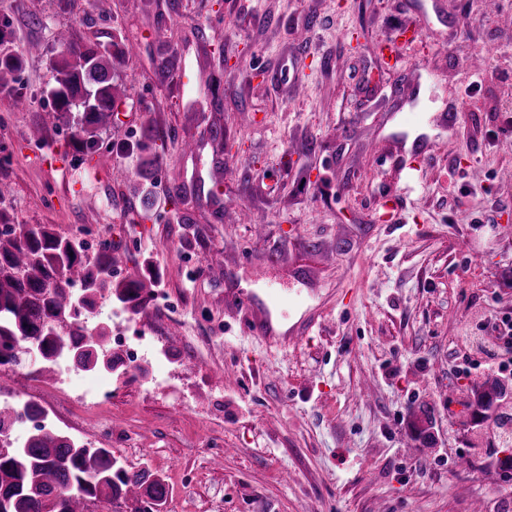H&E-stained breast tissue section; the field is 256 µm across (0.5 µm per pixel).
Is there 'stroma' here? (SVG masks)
<instances>
[{"label":"stroma","mask_w":512,"mask_h":512,"mask_svg":"<svg viewBox=\"0 0 512 512\" xmlns=\"http://www.w3.org/2000/svg\"><path fill=\"white\" fill-rule=\"evenodd\" d=\"M1 17L10 48L39 50L0 94V212L109 241L119 279L152 280L147 311L99 316L145 347L112 375L98 444L161 475L166 512H512L496 454L465 443L457 361L512 314V0L492 18L484 0H0ZM415 23L402 68L361 93L376 45ZM110 28L137 51L80 152L51 117L56 34ZM288 69L300 85L273 82ZM148 127L169 133L155 160ZM422 137L409 190L394 159ZM269 265L327 312L300 345L265 344L225 304L226 268L247 288Z\"/></svg>","instance_id":"35a3bbf8"}]
</instances>
